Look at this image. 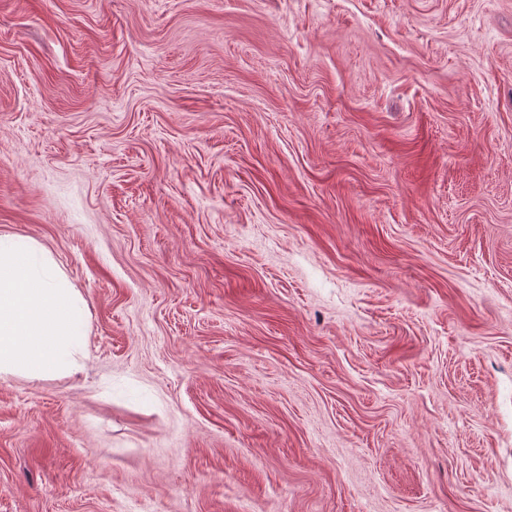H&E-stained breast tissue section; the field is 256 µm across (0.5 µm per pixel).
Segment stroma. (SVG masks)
<instances>
[{
    "instance_id": "stroma-1",
    "label": "stroma",
    "mask_w": 512,
    "mask_h": 512,
    "mask_svg": "<svg viewBox=\"0 0 512 512\" xmlns=\"http://www.w3.org/2000/svg\"><path fill=\"white\" fill-rule=\"evenodd\" d=\"M0 233V512H512V0H0Z\"/></svg>"
}]
</instances>
